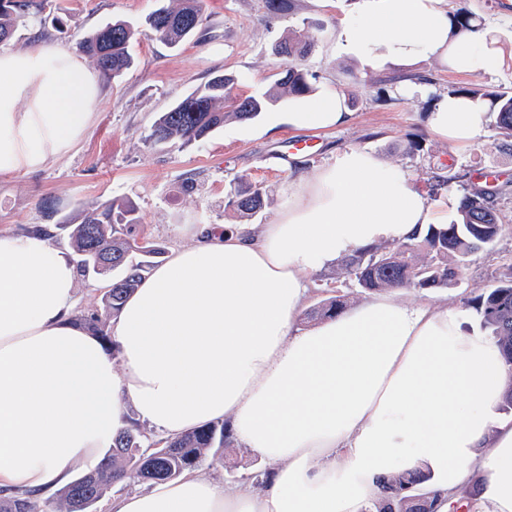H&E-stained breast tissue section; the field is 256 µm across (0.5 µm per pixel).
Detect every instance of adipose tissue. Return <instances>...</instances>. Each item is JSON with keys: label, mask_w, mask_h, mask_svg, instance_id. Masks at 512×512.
Listing matches in <instances>:
<instances>
[{"label": "adipose tissue", "mask_w": 512, "mask_h": 512, "mask_svg": "<svg viewBox=\"0 0 512 512\" xmlns=\"http://www.w3.org/2000/svg\"><path fill=\"white\" fill-rule=\"evenodd\" d=\"M444 0H362L340 19L336 50L371 69L435 58L494 73L507 58L486 29L464 32ZM102 82L45 41L0 51V174L41 167L85 133ZM26 111H19V102ZM485 101L442 95L426 128L471 143ZM330 84L288 107L295 130L351 120ZM408 176L347 149L259 232L194 231L112 319L108 352L72 315L77 274L52 238L0 235V490L16 498L66 487L130 417L176 437L228 417L271 467L260 492H227L184 472L113 499L111 512H365L382 477L421 469L436 512H512V417L494 338L461 311L410 307L396 291L302 331L307 277L357 250L407 241L434 223ZM486 449L477 457V449Z\"/></svg>", "instance_id": "obj_1"}]
</instances>
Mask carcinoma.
<instances>
[{"label": "carcinoma", "instance_id": "obj_1", "mask_svg": "<svg viewBox=\"0 0 512 512\" xmlns=\"http://www.w3.org/2000/svg\"><path fill=\"white\" fill-rule=\"evenodd\" d=\"M44 8L45 0H0V42L13 36L18 19L33 11L40 13ZM204 8V0H177L173 7L155 10L144 24L152 35L175 47L202 25ZM137 34V27L117 20L83 38L79 49L103 76L115 78L133 64L130 45ZM313 47L312 40L287 38L277 46V53L300 60ZM234 84L232 75L213 76L161 113L151 126L146 143L191 146L228 121L252 120L285 98L313 92L308 72L299 65L288 67L272 86L260 93L232 98L226 89ZM463 94L487 101L496 127L512 138V94L478 90H465ZM264 203L262 189L244 177L238 178V188L227 200L229 207L247 218L257 214ZM138 225L133 208L113 201L87 208L77 224L67 220L55 225L68 233L82 277L112 279V288L102 295L104 310L112 316L149 273L146 257L158 253L154 244L141 236ZM502 231L492 195L483 189H470L459 197L456 219L452 222L429 224L418 236L392 247L359 250L345 261L344 271L366 291L446 288L464 279L469 257L493 245ZM467 303L502 346L509 377L504 406L512 409V273ZM341 311L343 302L332 299L313 310L310 317L324 318ZM75 322L90 329L106 346L115 348L99 314H82ZM228 438L224 423L213 422L166 439L165 454L158 456L152 450L156 441L145 434L138 422L131 421L114 434L112 447L96 467L60 490L58 498L14 500L0 496V512H57L58 500L65 505V512H86L88 505L101 500L115 484L178 478L211 449L224 447ZM426 479L427 475L419 469L383 478L380 498L373 503L374 512H434L433 501L419 489Z\"/></svg>", "mask_w": 512, "mask_h": 512}]
</instances>
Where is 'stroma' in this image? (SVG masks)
Wrapping results in <instances>:
<instances>
[{"label":"stroma","instance_id":"stroma-1","mask_svg":"<svg viewBox=\"0 0 512 512\" xmlns=\"http://www.w3.org/2000/svg\"><path fill=\"white\" fill-rule=\"evenodd\" d=\"M504 0H448L450 12L464 11L489 30L501 45L512 44V9ZM172 0H50L40 15L18 23L14 36L1 44L9 51L27 50L35 39L77 52L80 39L118 20L140 22ZM283 19L272 18L265 0H206L204 21L196 34L171 48L146 34L131 45L135 66L122 76L102 81V97L86 134L68 151L43 167L0 175V234H17L47 223L46 206L57 216L80 220L95 203H127L136 210L140 230L157 248L159 264L177 248L193 245L188 224L208 225L216 235L225 229L271 223L287 201L291 172L313 175L339 151L356 147L374 151L411 177L428 193L436 219L455 216L463 189L476 185L475 174L493 172L495 206L504 231L494 246L470 257L464 279L436 290L403 289L408 305L435 303L463 310L467 325L481 319L465 302L496 284L512 270V141L494 123L470 145L453 147L428 132L423 114L443 93L477 89L512 93V68L496 74L457 73L430 60L408 70L361 67L335 47L337 19L357 12L361 0H292ZM312 37L316 46L304 61L312 85L329 82L353 114L340 129L294 131L288 127L287 102H280L250 122L225 123L200 143L187 148L149 146L145 137L158 113L212 76H235L234 91L249 95L269 88L288 61L275 47L286 36ZM267 190L264 208L243 220L227 207L226 194L237 176ZM197 189L187 195L185 180ZM354 308L368 295L331 265L312 276L307 310L330 299ZM266 466L259 457L230 440L212 450L196 467L228 491L259 490Z\"/></svg>","mask_w":512,"mask_h":512}]
</instances>
